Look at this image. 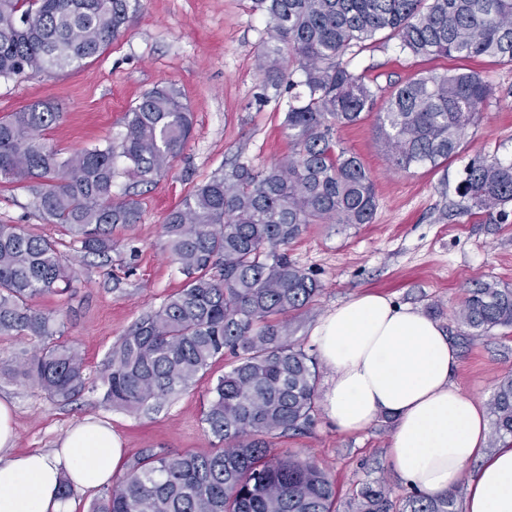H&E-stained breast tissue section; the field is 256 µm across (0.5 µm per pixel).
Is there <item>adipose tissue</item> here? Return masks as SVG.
Segmentation results:
<instances>
[{
  "instance_id": "adipose-tissue-1",
  "label": "adipose tissue",
  "mask_w": 512,
  "mask_h": 512,
  "mask_svg": "<svg viewBox=\"0 0 512 512\" xmlns=\"http://www.w3.org/2000/svg\"><path fill=\"white\" fill-rule=\"evenodd\" d=\"M314 336L330 373L323 406L337 428L353 434L389 415L388 458L406 486L434 495L462 482L463 512H512V439L489 447L485 410L453 382L458 353L434 320L364 293L328 312ZM15 440L12 407L0 400V512H67L62 482L98 489L124 455L122 439L92 417L49 454L10 455ZM473 460L478 468L465 473Z\"/></svg>"
}]
</instances>
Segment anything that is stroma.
I'll list each match as a JSON object with an SVG mask.
<instances>
[{"label": "stroma", "instance_id": "35a3bbf8", "mask_svg": "<svg viewBox=\"0 0 512 512\" xmlns=\"http://www.w3.org/2000/svg\"><path fill=\"white\" fill-rule=\"evenodd\" d=\"M266 24L252 0H140L135 21L82 67L0 81V117L35 102L60 112L45 138L64 154L117 139L126 112L159 85L176 88L193 114L192 136L182 154L154 183L116 176L114 198L136 194L143 217L140 224L113 230L108 257L83 256L59 226L30 207L23 185L0 183V223L52 238L77 270L70 292L39 297L34 304L61 324L65 341L80 350L88 372H97L112 344L184 283L161 248L167 213L218 169L238 161L261 168L289 154L283 103L255 102L262 84L256 54ZM349 67L373 81L382 102L409 77L461 67L480 73L495 94L479 123L468 129L460 152L435 168L393 170L375 113H363L340 132L343 147L375 181L377 208L371 223L311 224L291 244L292 258L321 284L310 309L294 322L293 339L317 355L313 330L324 315L353 296L380 294L438 323L459 354L454 383L489 404L497 379L512 372V327L473 336L456 313L479 284L494 281L512 289V203L490 214L471 209L458 186L473 161L512 162V66L484 57L461 62L407 56L392 39L364 50ZM36 346L28 338L0 337V399L14 407L15 453L51 452L70 427L90 416L111 424L128 460L143 448L211 451L202 415L223 364L162 411L137 415L111 407L99 390L68 404L49 398L18 370ZM392 430V419L382 415L360 433H343L321 412L310 432L275 438L273 445L325 468L336 485L338 512H352L358 490L368 481H384L398 500L413 494L388 460Z\"/></svg>", "mask_w": 512, "mask_h": 512}]
</instances>
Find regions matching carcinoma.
<instances>
[{
  "instance_id": "obj_1",
  "label": "carcinoma",
  "mask_w": 512,
  "mask_h": 512,
  "mask_svg": "<svg viewBox=\"0 0 512 512\" xmlns=\"http://www.w3.org/2000/svg\"><path fill=\"white\" fill-rule=\"evenodd\" d=\"M267 16L257 55L256 102L286 99L291 152L269 167L238 162L217 170L161 224L162 248L185 276L183 288L142 317L108 352L97 379L81 352L62 342L56 320L32 301L72 288V265L56 241L18 224H0V336H29L41 347L22 375L62 403L105 389L112 407L157 410L190 389L215 361L228 370L210 387L204 430L208 453L143 448L103 488L89 512H336V488L316 462L270 438L306 432L319 399L318 368L297 346L293 318L320 284L288 255L309 224L372 222L374 180L337 139L340 129L376 111L391 166L436 167L460 152L494 88L479 73L416 75L375 110L377 92L345 57L385 33L400 52L512 65V0H254ZM139 0H0V80L26 72L73 70L127 29ZM61 113L35 103L0 117V182L27 188L39 214L62 226L87 255L112 252V230L132 227L142 210L114 200L116 162L143 183L170 167L193 130L172 87H156L125 113L121 141L68 155L44 131ZM461 197L484 212L512 202V162L465 168ZM477 335L512 327V289L480 284L457 312ZM495 436L512 438V375L489 403ZM463 487L394 500L383 483H365L356 512H459Z\"/></svg>"
}]
</instances>
